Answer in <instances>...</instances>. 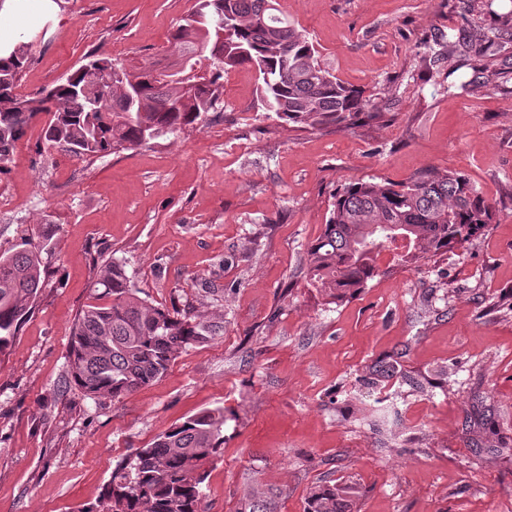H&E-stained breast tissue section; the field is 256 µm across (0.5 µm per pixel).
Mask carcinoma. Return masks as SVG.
Returning <instances> with one entry per match:
<instances>
[{"mask_svg":"<svg viewBox=\"0 0 512 512\" xmlns=\"http://www.w3.org/2000/svg\"><path fill=\"white\" fill-rule=\"evenodd\" d=\"M494 0L465 10L460 26L432 36L429 70L447 77L463 72L464 85L500 89L512 82L502 56L512 43V14ZM497 18L485 23L483 15ZM173 53L189 61L183 77L152 66L127 67L106 58L88 62L33 97L17 88L30 62L21 43L0 58V163L40 113L52 114L43 129L46 148L77 157H104L177 136L210 121L224 90V72L254 69L262 111L298 128L349 124L362 113L373 120L364 92L338 79L317 59L314 44L288 22L276 0H195L171 35ZM492 207L462 173L427 170L405 182H354L335 196L321 235L307 248L306 273L336 303L378 275L377 258L398 240L401 261L447 253L492 222ZM45 270L36 246L0 253V353L9 348L43 288ZM97 297L76 316L68 372L93 397L119 399L162 378L177 355L224 334V318L205 303L183 309L155 306L139 296L125 265L98 270ZM400 374L398 362L373 364L367 384ZM224 409H203L139 448L112 470L101 501L85 512H201L204 466L224 445ZM239 512H276L272 496L254 492ZM304 512H357L345 487L317 485Z\"/></svg>","mask_w":512,"mask_h":512,"instance_id":"cac0c4a2","label":"carcinoma"}]
</instances>
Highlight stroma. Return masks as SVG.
I'll return each instance as SVG.
<instances>
[{
    "label": "stroma",
    "instance_id": "1",
    "mask_svg": "<svg viewBox=\"0 0 512 512\" xmlns=\"http://www.w3.org/2000/svg\"><path fill=\"white\" fill-rule=\"evenodd\" d=\"M322 65L385 117L301 130L266 117L246 66L224 75L207 124L80 159L38 148L40 114L0 165V251L44 246V288L0 353V512H83L116 462L205 408H224V449L205 467L203 512H239L255 489L304 512L311 488L348 484L360 512H512V93L449 87L426 42L482 0H278ZM194 0H60L25 33L18 88L35 95L96 54L165 67ZM467 175L494 208L480 233L411 264L386 250L379 274L328 303L305 275L335 193L425 170ZM124 263L144 298L197 303L224 333L183 350L160 380L119 399L67 374L71 328L94 301V262ZM401 377L370 388V367ZM488 414L482 452L462 434Z\"/></svg>",
    "mask_w": 512,
    "mask_h": 512
}]
</instances>
